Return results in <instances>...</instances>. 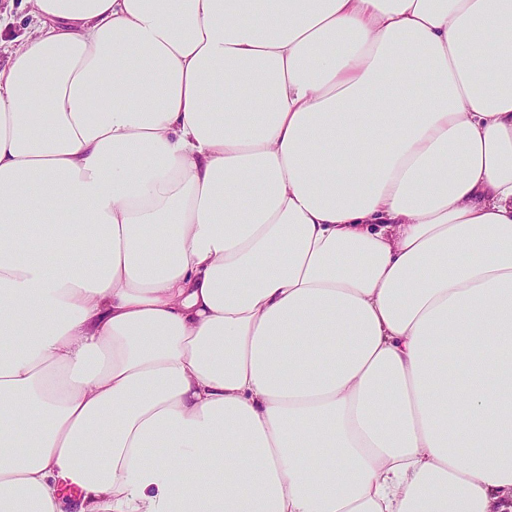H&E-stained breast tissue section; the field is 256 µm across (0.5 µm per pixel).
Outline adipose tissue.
<instances>
[{
  "mask_svg": "<svg viewBox=\"0 0 512 512\" xmlns=\"http://www.w3.org/2000/svg\"><path fill=\"white\" fill-rule=\"evenodd\" d=\"M26 3L0 512H512V0Z\"/></svg>",
  "mask_w": 512,
  "mask_h": 512,
  "instance_id": "adipose-tissue-1",
  "label": "adipose tissue"
}]
</instances>
